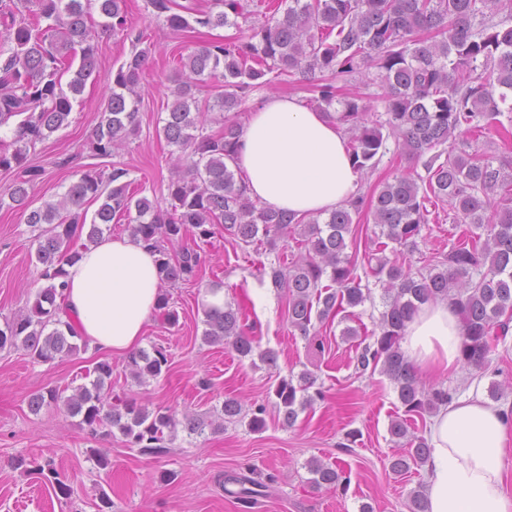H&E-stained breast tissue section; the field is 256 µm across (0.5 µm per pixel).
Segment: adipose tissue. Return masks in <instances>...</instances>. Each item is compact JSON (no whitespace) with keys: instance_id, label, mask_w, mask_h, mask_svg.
Returning <instances> with one entry per match:
<instances>
[{"instance_id":"1","label":"adipose tissue","mask_w":512,"mask_h":512,"mask_svg":"<svg viewBox=\"0 0 512 512\" xmlns=\"http://www.w3.org/2000/svg\"><path fill=\"white\" fill-rule=\"evenodd\" d=\"M237 162L251 199L300 216L342 207L360 173L343 125L295 96L268 94L250 112ZM66 310L92 349L112 355L142 339L160 292L156 256L131 235L103 236L66 265ZM461 323L445 300L420 307L402 347L422 371L460 372ZM427 512H512L504 456L512 440V406L469 385L429 426Z\"/></svg>"}]
</instances>
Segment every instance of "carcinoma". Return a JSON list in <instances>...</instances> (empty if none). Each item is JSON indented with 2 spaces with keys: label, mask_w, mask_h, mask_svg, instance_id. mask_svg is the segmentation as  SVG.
<instances>
[{
  "label": "carcinoma",
  "mask_w": 512,
  "mask_h": 512,
  "mask_svg": "<svg viewBox=\"0 0 512 512\" xmlns=\"http://www.w3.org/2000/svg\"><path fill=\"white\" fill-rule=\"evenodd\" d=\"M94 2L102 17L96 25L89 21ZM253 2L212 0L204 10L194 0H148L176 32L250 22L245 38L198 46L179 58L162 126L176 153L167 207L136 197L128 169L118 163L107 175L83 171L58 200L33 210L27 181L9 188L10 201L27 212L26 224L37 231L33 243L46 285L0 328V351L22 349L38 361L52 362L87 348L72 323L59 317L66 299L64 265L80 256L74 240L83 236L95 243L105 225L122 218L130 234L157 254L163 285L158 311L169 326L178 323L169 289L194 278L204 263L193 248L173 251L183 238L205 241L221 227L238 243L274 247L298 235L299 253L289 261L276 258L268 275L273 288L288 298L290 327L319 350L323 342L315 323L339 314L352 320L356 308L371 299L357 261L346 253L353 217L368 213L385 237L368 243L364 253L382 289L384 311L361 346L357 369L377 370L396 386L404 416L391 419L388 432L391 441L407 448L392 456L390 469L406 473L413 465H425L431 452L425 437L411 433V421L453 399L449 390L427 388L418 380L401 347L407 323L421 305L448 301L462 325L460 359L475 368L489 363L512 323V163L495 167L477 151L445 148L462 131L504 127L500 105L512 94V0H291L281 16L262 22L252 20ZM0 27L12 43L8 54L0 52V127L14 125L10 139L0 137V168L23 166L29 145L68 124L76 96L96 72L97 40L108 32L132 43L92 133L95 156L115 155L139 125V81L149 54L142 47L143 32L127 19L125 0H0ZM363 69L374 70L383 89L380 113L371 96L337 93L336 79ZM70 70L74 76L64 85L61 77ZM272 73L314 81L317 109L337 113L359 170L375 168L391 137L407 159L422 163L425 174L396 175L369 195L357 194L322 222L317 215L298 217L251 200L243 178L231 169L242 128L229 113L238 111L250 92L270 84ZM214 113L224 121L219 134L207 132L206 117ZM99 199L101 205L87 218L84 205ZM439 203L448 204L452 223L466 228L448 252L413 275L386 250H415L429 223L428 206ZM203 314L204 342H223L241 359L256 355L277 366L278 353L260 348L240 309L206 303ZM126 367L141 384L168 370L169 354L154 345L129 354ZM93 374L90 385L67 397L57 389L32 395L30 411L62 406L82 416L90 435L109 426L107 435L115 428L129 446L153 454L163 452L164 431L179 427L200 437L224 429L226 422L245 420L253 432L266 428L263 405L246 416L238 399L226 398L216 415L184 413L179 419L167 408L150 411L125 394H112L110 362L95 363ZM315 383L309 371L278 381L274 407L284 424L295 425L299 413L323 398L319 388L309 392ZM15 464L34 474H55L50 459L20 457ZM307 467L315 488L348 483L337 464L313 458Z\"/></svg>",
  "instance_id": "carcinoma-1"
}]
</instances>
